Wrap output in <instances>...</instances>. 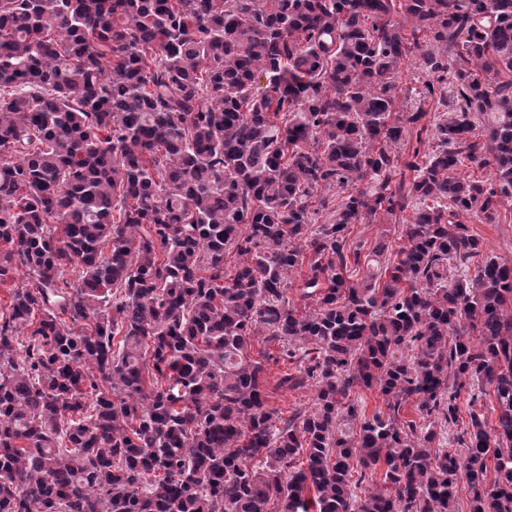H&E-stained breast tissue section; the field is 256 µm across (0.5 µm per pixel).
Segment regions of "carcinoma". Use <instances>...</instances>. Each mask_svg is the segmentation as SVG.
<instances>
[{"instance_id": "1", "label": "carcinoma", "mask_w": 512, "mask_h": 512, "mask_svg": "<svg viewBox=\"0 0 512 512\" xmlns=\"http://www.w3.org/2000/svg\"><path fill=\"white\" fill-rule=\"evenodd\" d=\"M506 205L512 0H0V512H512ZM426 80V77L424 74L421 73V71L418 69L415 61L412 58H409L408 60H404L402 64L400 65L398 69V74L396 78V83L398 85V96L399 100L397 103V109H399V112H405V109L410 103L403 102V93L408 87H418ZM403 89V93L399 92V89ZM402 104V105H401ZM482 240L487 255L512 261V210L501 208L493 224H469ZM412 214L411 209L405 212L397 211L394 215L381 217L375 224H356L351 237L357 240L362 239L368 246H375L376 243L381 241L389 244V250L395 252L396 249L404 242L399 238V233L403 219H409ZM270 368L269 373L271 384L268 385L267 389L271 397L269 398V405L272 408H278L280 412L284 413L285 416L294 410L304 411L311 410L314 404L316 388L315 386H306L298 390H284L278 391L273 390L274 383L273 378L277 374L279 369H283L284 366L281 362L277 366L267 365Z\"/></svg>"}]
</instances>
